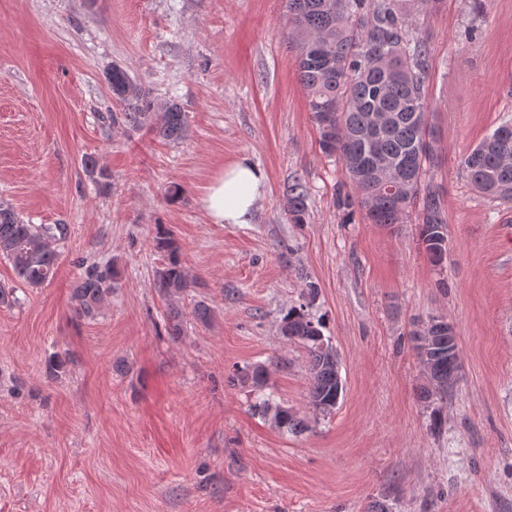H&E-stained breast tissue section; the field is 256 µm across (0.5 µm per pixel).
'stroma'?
<instances>
[{"mask_svg":"<svg viewBox=\"0 0 512 512\" xmlns=\"http://www.w3.org/2000/svg\"><path fill=\"white\" fill-rule=\"evenodd\" d=\"M415 23L431 48L439 265L416 223L337 207L344 173L319 147L286 0H0V203L68 229L42 287L0 259L16 296L0 304V512H512V204L462 171L512 119V0H442ZM115 65L155 115L181 107L180 140L109 121L127 108ZM243 156L266 170V192L248 223H211L200 199ZM295 179L302 224L283 197ZM160 226L187 277L172 296L155 286ZM94 263L115 288L89 319L71 292ZM303 304L340 360L327 416L309 403L305 346L281 333ZM174 307L178 337L165 329ZM432 316L459 341L444 401L421 399L409 341ZM254 364L304 431L252 414L251 387L229 378ZM307 190L300 181L288 183L285 189V203L292 223H305L307 213Z\"/></svg>","mask_w":512,"mask_h":512,"instance_id":"1","label":"stroma"}]
</instances>
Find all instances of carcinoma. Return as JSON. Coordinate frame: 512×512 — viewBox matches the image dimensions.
Listing matches in <instances>:
<instances>
[{"instance_id":"cac0c4a2","label":"carcinoma","mask_w":512,"mask_h":512,"mask_svg":"<svg viewBox=\"0 0 512 512\" xmlns=\"http://www.w3.org/2000/svg\"><path fill=\"white\" fill-rule=\"evenodd\" d=\"M442 0H287L288 40L299 49L298 71L309 92V107L319 133V146L339 157L345 181L336 187L337 205L354 206L373 224H402L416 213L419 238L432 262L447 254L446 220L440 193L425 181L434 157L429 104L424 83L431 59L430 45L417 28L415 16ZM112 94L136 102L132 111L110 114L132 127H148L165 140L185 132L186 116L169 105L160 120L127 73L114 66L108 74ZM463 169L474 187L493 200L512 202V121L498 126L464 159ZM285 203L292 223L303 224L307 190L299 181L288 184ZM63 224H25L8 206L0 205V257L16 279L40 288L53 279L63 239ZM154 247L164 257L156 271V287L165 295L187 287L179 247L170 233L157 229ZM112 292V273L92 264L74 286L77 314L97 315L102 298ZM322 323L304 307L292 308L282 319V333L301 341L309 354L312 383L309 403L327 415L342 394L336 350L325 345ZM457 336L433 334L424 371L429 386L423 398L448 397V378L458 376ZM267 370L261 365L235 370L230 382L260 391ZM252 410L276 427L297 433L304 424L288 408L268 396L256 397Z\"/></svg>"}]
</instances>
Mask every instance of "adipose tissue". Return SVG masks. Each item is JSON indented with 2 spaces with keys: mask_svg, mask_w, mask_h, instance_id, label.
Masks as SVG:
<instances>
[{
  "mask_svg": "<svg viewBox=\"0 0 512 512\" xmlns=\"http://www.w3.org/2000/svg\"><path fill=\"white\" fill-rule=\"evenodd\" d=\"M266 187V172L243 157L215 175L201 199V206L212 223L245 224Z\"/></svg>",
  "mask_w": 512,
  "mask_h": 512,
  "instance_id": "ef3b65f1",
  "label": "adipose tissue"
}]
</instances>
